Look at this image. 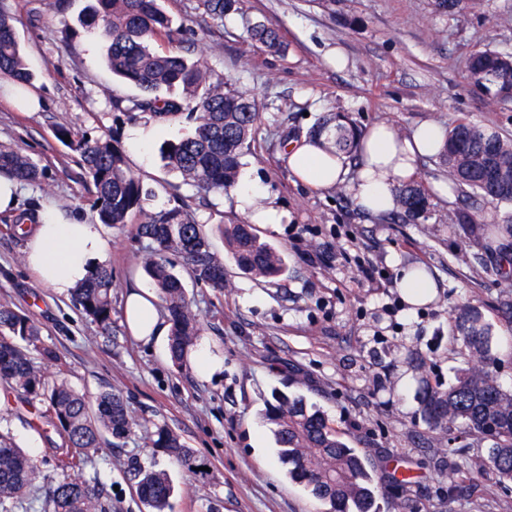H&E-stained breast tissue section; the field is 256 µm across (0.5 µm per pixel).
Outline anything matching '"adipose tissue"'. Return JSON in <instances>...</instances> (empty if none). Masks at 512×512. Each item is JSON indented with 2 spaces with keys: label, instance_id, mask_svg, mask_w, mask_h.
Segmentation results:
<instances>
[{
  "label": "adipose tissue",
  "instance_id": "adipose-tissue-1",
  "mask_svg": "<svg viewBox=\"0 0 512 512\" xmlns=\"http://www.w3.org/2000/svg\"><path fill=\"white\" fill-rule=\"evenodd\" d=\"M446 135L440 124L425 122L411 134L382 121L371 126L359 140L357 175L346 181L342 159L301 139L288 148V167L302 184L315 189L346 186L356 203L373 216L396 207V190L419 173L422 158L435 155ZM106 244L94 225L64 221L54 212H44L30 230L24 260L47 287L61 295L70 294L101 264ZM125 323L139 341L162 336L164 327L157 310V296L139 286L127 294Z\"/></svg>",
  "mask_w": 512,
  "mask_h": 512
}]
</instances>
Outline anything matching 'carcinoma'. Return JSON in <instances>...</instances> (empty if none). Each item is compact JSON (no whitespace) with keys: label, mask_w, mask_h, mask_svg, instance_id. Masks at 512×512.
<instances>
[{"label":"carcinoma","mask_w":512,"mask_h":512,"mask_svg":"<svg viewBox=\"0 0 512 512\" xmlns=\"http://www.w3.org/2000/svg\"><path fill=\"white\" fill-rule=\"evenodd\" d=\"M84 20L101 30L108 41L107 62L112 73L141 91L130 110L169 121L192 106L191 135L167 145L163 158L169 167L204 193L222 194L235 187L241 159L250 149L252 130L260 104L246 91L228 87L224 76L213 73L199 58L179 48L180 28L164 11L160 0H94ZM236 0H201L204 12L224 19ZM252 40L270 51L284 45L278 32L257 22L249 29ZM467 68L472 85L497 97L500 87L512 81V57L489 47L475 51ZM0 79L28 84L27 67L16 38L13 18L0 10ZM176 89L180 99L161 96ZM321 130L331 154L352 159L358 143L354 129L342 116L328 118ZM59 140L82 160L93 197V211L103 224L132 225L136 238L149 242L141 263L153 284L171 324L168 353L173 364H186L187 353L200 331V320L187 298L183 278L174 271L169 256L182 258L186 273L196 282L217 289L227 286L224 258L215 253L202 225L183 207L149 211L144 206L150 191L127 167L120 150L107 135L86 137L67 126L56 131ZM440 159L453 184L471 205H512V179L496 175L501 163H512V136L494 126L460 120L448 127ZM0 173L24 183H38L42 171L19 148L0 149ZM401 217L416 222L427 209L425 189L415 183L397 189ZM458 223L470 236L484 235L478 213L463 211ZM224 249L239 271L256 278L274 279L286 269L284 251L253 233L247 224H224ZM112 267L102 264L74 289L81 314L110 336L116 328L112 304ZM453 336L468 360L455 382L444 388L419 381L423 420L434 431L455 435L487 447L486 460L463 472L470 481L490 468L501 481H512V391L504 390L493 370L495 326L468 306L454 320ZM0 383L33 409L29 425L38 431L53 429L61 443L51 449L55 475L43 486L46 512H112L104 499L103 484L87 472L91 458L102 447L104 435L125 438L136 432L148 447L157 448L182 470L201 479L207 463L188 448L181 437L164 426L150 427L128 411L121 393L100 391L94 399L74 389L65 376L61 357L42 341V327L27 312L0 304ZM261 418L274 425L278 457L288 480L307 489L325 506L324 512H377L380 477L367 470L356 449L324 412L307 404L301 395L273 391L264 402ZM135 491L148 512H167L173 485L168 472L138 463L131 465ZM41 471L36 462L0 434V512H18L36 487Z\"/></svg>","instance_id":"cac0c4a2"}]
</instances>
